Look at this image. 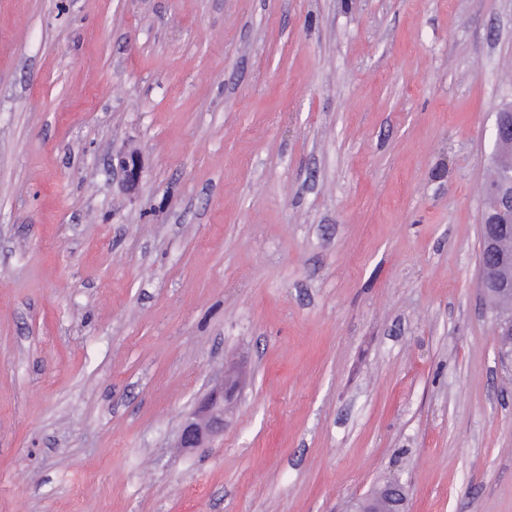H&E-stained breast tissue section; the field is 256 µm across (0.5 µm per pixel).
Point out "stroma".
<instances>
[{"label":"stroma","instance_id":"35a3bbf8","mask_svg":"<svg viewBox=\"0 0 512 512\" xmlns=\"http://www.w3.org/2000/svg\"><path fill=\"white\" fill-rule=\"evenodd\" d=\"M509 64L512 0H0V512L390 477L512 512L479 288ZM230 364L223 436L178 447Z\"/></svg>","mask_w":512,"mask_h":512}]
</instances>
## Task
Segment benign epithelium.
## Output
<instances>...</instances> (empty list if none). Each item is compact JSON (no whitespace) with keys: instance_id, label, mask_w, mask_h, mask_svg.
<instances>
[{"instance_id":"1","label":"benign epithelium","mask_w":512,"mask_h":512,"mask_svg":"<svg viewBox=\"0 0 512 512\" xmlns=\"http://www.w3.org/2000/svg\"><path fill=\"white\" fill-rule=\"evenodd\" d=\"M494 153L492 160L499 166L496 182L485 188L487 205L483 213L480 289L488 302H496L512 294V252L500 246L502 239L512 238V224L504 221L512 217V162L500 160V150L512 144V106L504 107L495 115L493 128ZM240 381L232 373L224 375L221 385L209 392L182 423L179 445L182 448H202L213 438L224 434V410L238 391ZM382 494L389 502L390 512H408V491L398 479L388 480L373 491L353 499L348 512H373L375 494Z\"/></svg>"}]
</instances>
